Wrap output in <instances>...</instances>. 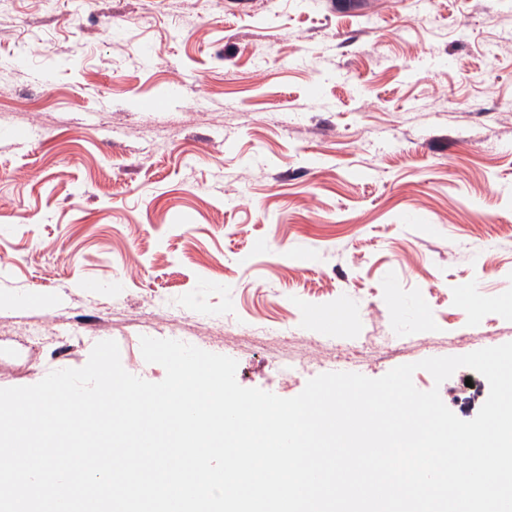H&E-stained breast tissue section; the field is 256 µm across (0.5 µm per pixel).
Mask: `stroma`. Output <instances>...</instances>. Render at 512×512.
I'll list each match as a JSON object with an SVG mask.
<instances>
[{"instance_id": "stroma-1", "label": "stroma", "mask_w": 512, "mask_h": 512, "mask_svg": "<svg viewBox=\"0 0 512 512\" xmlns=\"http://www.w3.org/2000/svg\"><path fill=\"white\" fill-rule=\"evenodd\" d=\"M0 322V388L103 340L160 382L144 336L283 398L512 342V0H0Z\"/></svg>"}]
</instances>
